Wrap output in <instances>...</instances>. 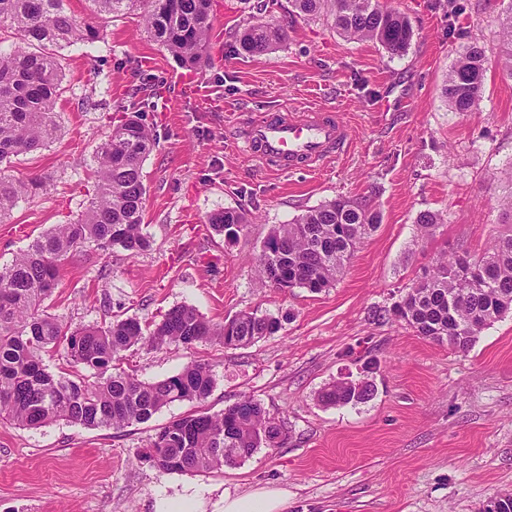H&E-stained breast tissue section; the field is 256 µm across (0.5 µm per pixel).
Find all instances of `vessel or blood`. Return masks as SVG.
I'll use <instances>...</instances> for the list:
<instances>
[{
    "label": "vessel or blood",
    "mask_w": 512,
    "mask_h": 512,
    "mask_svg": "<svg viewBox=\"0 0 512 512\" xmlns=\"http://www.w3.org/2000/svg\"><path fill=\"white\" fill-rule=\"evenodd\" d=\"M246 145L262 162L289 171L338 157L348 145V131L334 113L311 107L298 115L262 117L251 125Z\"/></svg>",
    "instance_id": "b4317fda"
}]
</instances>
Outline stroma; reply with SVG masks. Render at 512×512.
Instances as JSON below:
<instances>
[{
    "mask_svg": "<svg viewBox=\"0 0 512 512\" xmlns=\"http://www.w3.org/2000/svg\"><path fill=\"white\" fill-rule=\"evenodd\" d=\"M388 2L415 31L402 56L339 36L290 0H214L207 62L188 72L138 17L112 20L92 0H68L105 38L62 52L60 136L10 170L19 180L47 178L50 188L20 199L0 223V266L84 211L97 145L131 99L143 102L140 117L156 138L144 163L151 246L130 258L86 245L64 266L52 311L74 327L157 320L180 305L215 324L244 312L278 317L276 334L244 348L136 349L123 367L154 382L190 360L207 362L210 412L253 397L286 438L219 470L162 474L142 450L191 403L122 430L0 422V512H157L160 499L182 495L194 496L198 512H223L225 493L262 488L286 492L284 512H482L490 499L512 496V311L465 352L389 314L441 253L478 255L512 230L501 207L512 195L504 3ZM256 14L287 38L268 53L240 56L236 34ZM474 41L488 68L466 117L451 111L441 86ZM143 70L161 84V97L139 90ZM309 106L346 125L350 141L338 159L289 174L249 154L243 136L257 115ZM339 196L369 198L382 221L334 285L318 293L262 285L255 260L272 227ZM227 207L249 219L231 240L207 222ZM426 211L441 224H417ZM346 376L371 381L370 399L323 404L322 389Z\"/></svg>",
    "mask_w": 512,
    "mask_h": 512,
    "instance_id": "stroma-1",
    "label": "stroma"
}]
</instances>
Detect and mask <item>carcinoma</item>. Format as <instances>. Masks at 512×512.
<instances>
[{
	"label": "carcinoma",
	"instance_id": "obj_1",
	"mask_svg": "<svg viewBox=\"0 0 512 512\" xmlns=\"http://www.w3.org/2000/svg\"><path fill=\"white\" fill-rule=\"evenodd\" d=\"M97 13L111 18L140 17L150 38L183 68H196L211 34L212 0H92ZM298 14L322 17L348 40L371 41L390 55L410 48L415 32L408 18L381 0H291ZM12 31L20 45L0 51V222L18 200L47 189L42 179L19 181L5 175L15 159L46 148L60 131L56 111L62 94L59 51L94 42L102 30L81 21L66 0H0V30ZM501 62L512 75V0L501 22ZM284 29L261 21L248 23L236 38L237 54H264L285 40ZM482 47L472 44L448 72L442 95L462 115L473 111L487 71ZM155 139L139 115H129L96 147L95 189L74 222L57 224L33 241L12 263L0 268V421L39 428L64 421L86 428L122 430L149 420L175 402L201 404L211 395L214 374L199 360L178 373L142 382L122 368L134 347L168 344L191 348L219 341L242 348L277 333L280 320L248 312L231 319L233 335L205 319L194 307L169 309L157 323L135 317L106 325L68 327L50 312L47 300L57 288L67 260L87 243L101 250L119 248L134 258L150 246L143 232L147 195L144 162ZM219 234L247 223L235 208L211 214ZM380 213L369 203L335 198L305 210L290 224L271 229L257 258L260 279L281 288L319 292L329 287L350 261L356 245L374 232ZM483 271L482 283L459 279L458 255H442L427 280L408 288L403 321L433 342L466 351L493 320L512 310V235L499 237L472 259ZM59 356L69 371L48 369L45 356ZM330 384L321 392L326 405H356L370 398ZM282 426L262 404L244 398L224 411H200L161 427L142 452L164 473L217 470L252 456L261 447L284 440Z\"/></svg>",
	"mask_w": 512,
	"mask_h": 512
}]
</instances>
